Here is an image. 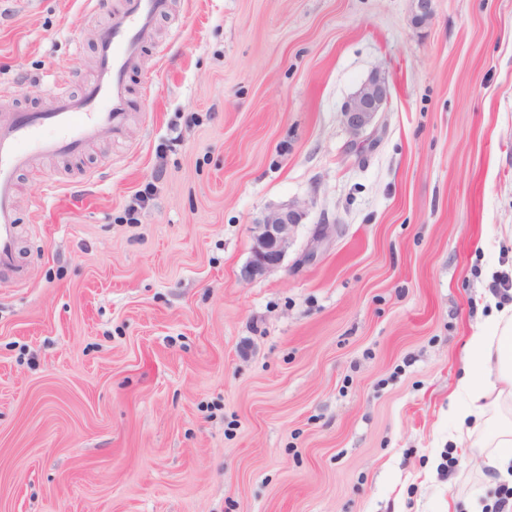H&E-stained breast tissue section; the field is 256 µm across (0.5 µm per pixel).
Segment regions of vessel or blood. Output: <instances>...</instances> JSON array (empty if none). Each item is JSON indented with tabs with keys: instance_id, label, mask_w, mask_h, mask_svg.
<instances>
[{
	"instance_id": "vessel-or-blood-1",
	"label": "vessel or blood",
	"mask_w": 512,
	"mask_h": 512,
	"mask_svg": "<svg viewBox=\"0 0 512 512\" xmlns=\"http://www.w3.org/2000/svg\"><path fill=\"white\" fill-rule=\"evenodd\" d=\"M170 0H121L98 31L96 74L75 95L51 93L39 111L0 102V276L20 277L16 175L35 157L76 155L94 137L120 131L131 110L128 76Z\"/></svg>"
}]
</instances>
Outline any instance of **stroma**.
<instances>
[{
  "label": "stroma",
  "instance_id": "stroma-1",
  "mask_svg": "<svg viewBox=\"0 0 512 512\" xmlns=\"http://www.w3.org/2000/svg\"><path fill=\"white\" fill-rule=\"evenodd\" d=\"M171 2L123 131L17 174L0 512H496L448 401L512 277V0ZM117 3L0 0V97L79 91ZM375 70L360 152L341 110ZM304 216L303 208L287 204L268 210L253 221L251 257L240 270L241 282L250 284L281 265L294 228Z\"/></svg>",
  "mask_w": 512,
  "mask_h": 512
}]
</instances>
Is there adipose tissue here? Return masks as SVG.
<instances>
[{
	"mask_svg": "<svg viewBox=\"0 0 512 512\" xmlns=\"http://www.w3.org/2000/svg\"><path fill=\"white\" fill-rule=\"evenodd\" d=\"M448 415L455 447L481 449L484 464L512 483V304L491 309L471 336Z\"/></svg>",
	"mask_w": 512,
	"mask_h": 512,
	"instance_id": "1",
	"label": "adipose tissue"
}]
</instances>
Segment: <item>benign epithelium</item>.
Masks as SVG:
<instances>
[{
	"mask_svg": "<svg viewBox=\"0 0 512 512\" xmlns=\"http://www.w3.org/2000/svg\"><path fill=\"white\" fill-rule=\"evenodd\" d=\"M389 98L388 80L380 72H372L342 110L344 123L353 137H360L375 124ZM304 216L303 208L287 204L268 210L253 221L251 257L240 270L241 282L250 284L281 265L294 228Z\"/></svg>",
	"mask_w": 512,
	"mask_h": 512,
	"instance_id": "benign-epithelium-1",
	"label": "benign epithelium"
}]
</instances>
